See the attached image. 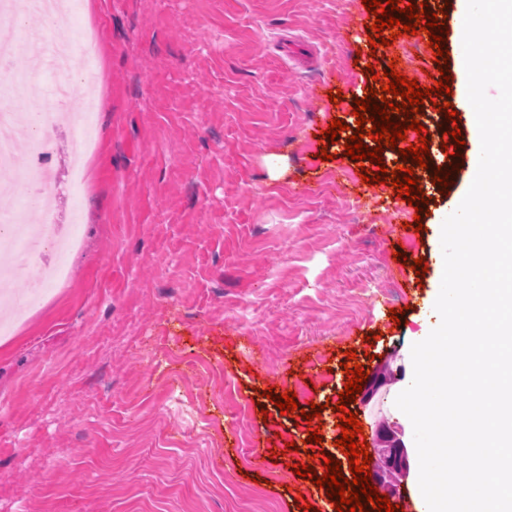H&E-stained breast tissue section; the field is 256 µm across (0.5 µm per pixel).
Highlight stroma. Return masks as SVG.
<instances>
[{"mask_svg":"<svg viewBox=\"0 0 512 512\" xmlns=\"http://www.w3.org/2000/svg\"><path fill=\"white\" fill-rule=\"evenodd\" d=\"M362 0H83L94 23L98 146L86 158L82 238L68 278L13 335H0V512H335L326 489L296 475L335 447L336 405L353 350L363 371L390 372L369 403L344 411L399 431L410 473L393 502L418 492L413 434L395 399L414 334L441 279V225L453 203L419 180L429 213L348 157L322 159L333 119L366 89L346 33ZM60 219L67 129L51 135ZM284 172L269 177L266 161ZM421 220L405 250L423 281H404L390 227ZM399 322L382 323L388 312ZM292 392L281 414L266 390ZM200 407L209 445L169 397ZM322 407L321 443L302 418ZM279 454L269 455L267 432ZM265 454V470L253 467Z\"/></svg>","mask_w":512,"mask_h":512,"instance_id":"obj_1","label":"stroma"}]
</instances>
